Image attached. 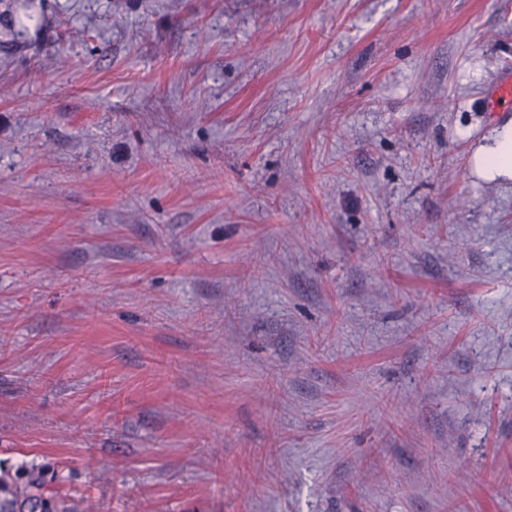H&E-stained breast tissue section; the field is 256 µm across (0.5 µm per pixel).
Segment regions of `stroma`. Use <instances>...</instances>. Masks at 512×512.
Listing matches in <instances>:
<instances>
[{
	"label": "stroma",
	"instance_id": "35a3bbf8",
	"mask_svg": "<svg viewBox=\"0 0 512 512\" xmlns=\"http://www.w3.org/2000/svg\"><path fill=\"white\" fill-rule=\"evenodd\" d=\"M0 0V461L98 512H512V0ZM288 474H281V461ZM473 166L487 181H512V119L493 128L473 155Z\"/></svg>",
	"mask_w": 512,
	"mask_h": 512
}]
</instances>
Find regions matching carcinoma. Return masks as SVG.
<instances>
[{
	"instance_id": "cac0c4a2",
	"label": "carcinoma",
	"mask_w": 512,
	"mask_h": 512,
	"mask_svg": "<svg viewBox=\"0 0 512 512\" xmlns=\"http://www.w3.org/2000/svg\"><path fill=\"white\" fill-rule=\"evenodd\" d=\"M61 481L49 463L18 468L0 464V512H97L93 500H83L80 508L58 491Z\"/></svg>"
}]
</instances>
